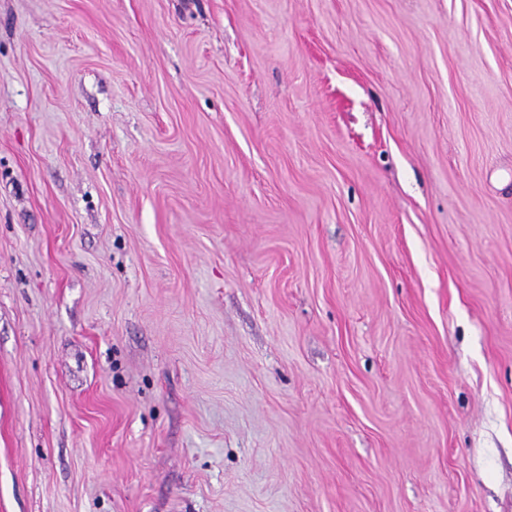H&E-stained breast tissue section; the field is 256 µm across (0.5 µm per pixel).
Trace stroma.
Returning <instances> with one entry per match:
<instances>
[{"label":"stroma","instance_id":"obj_1","mask_svg":"<svg viewBox=\"0 0 512 512\" xmlns=\"http://www.w3.org/2000/svg\"><path fill=\"white\" fill-rule=\"evenodd\" d=\"M0 512H512V0H0Z\"/></svg>","mask_w":512,"mask_h":512}]
</instances>
